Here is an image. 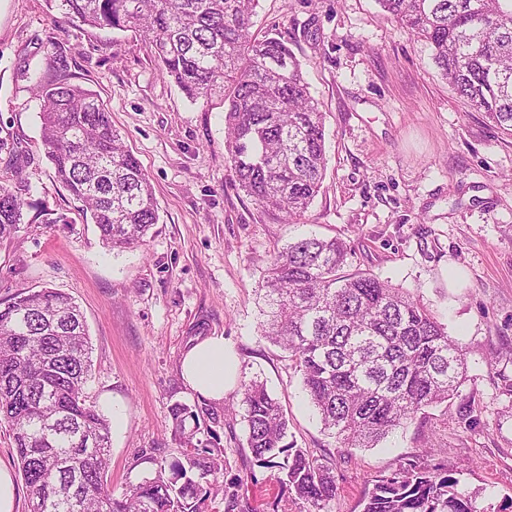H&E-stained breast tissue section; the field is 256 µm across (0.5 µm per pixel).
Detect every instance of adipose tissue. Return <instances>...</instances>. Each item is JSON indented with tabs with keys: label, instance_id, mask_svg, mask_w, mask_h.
I'll return each mask as SVG.
<instances>
[{
	"label": "adipose tissue",
	"instance_id": "ef3b65f1",
	"mask_svg": "<svg viewBox=\"0 0 512 512\" xmlns=\"http://www.w3.org/2000/svg\"><path fill=\"white\" fill-rule=\"evenodd\" d=\"M181 370L192 390L217 401L223 399L225 387L234 375L233 359L223 336L195 340L183 355Z\"/></svg>",
	"mask_w": 512,
	"mask_h": 512
}]
</instances>
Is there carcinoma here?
<instances>
[{
    "mask_svg": "<svg viewBox=\"0 0 512 512\" xmlns=\"http://www.w3.org/2000/svg\"><path fill=\"white\" fill-rule=\"evenodd\" d=\"M63 23L134 30L151 61L190 101L224 92L228 161L236 181L265 210L297 224L319 195L326 165L324 115L302 66L279 36L251 32L258 0H45ZM431 49L456 94L512 137V0H378ZM41 136L56 180L111 250L144 241L159 222L148 175L112 127L97 94L59 79L37 80ZM0 241L24 223L71 220L30 200L19 170L31 157L0 139ZM340 238L297 236L266 270L260 336L300 372L323 431L342 448H373L428 408L458 394L466 352L409 291L370 272L346 271ZM91 343L80 306L52 288L20 292L0 305V424L12 436L30 512H203L217 494L226 458L200 449L205 402L170 407L182 458L117 497L108 483L111 422L88 399ZM247 445L274 471L300 512H327L336 499L331 458L285 442L288 421L266 384L241 385ZM224 484V512H249ZM448 469L410 460L373 480L362 512H478Z\"/></svg>",
    "mask_w": 512,
    "mask_h": 512,
    "instance_id": "carcinoma-1",
    "label": "carcinoma"
}]
</instances>
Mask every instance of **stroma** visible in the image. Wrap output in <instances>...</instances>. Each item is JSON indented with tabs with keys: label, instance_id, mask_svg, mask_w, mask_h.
Returning <instances> with one entry per match:
<instances>
[{
	"label": "stroma",
	"instance_id": "obj_1",
	"mask_svg": "<svg viewBox=\"0 0 512 512\" xmlns=\"http://www.w3.org/2000/svg\"><path fill=\"white\" fill-rule=\"evenodd\" d=\"M252 32L287 41L325 114L323 188L300 224L235 183L223 96L189 101L155 71L143 36L57 32L44 0H0V138L33 156L22 175L34 200L69 218L21 225L0 242V301L47 287L79 303L92 344L87 393L121 415L111 429L115 493L180 458L170 407L201 399L181 359L191 341L220 334L236 375L216 404L218 424L198 438L223 450L225 479L248 474L254 512H297L246 446L239 391L254 377L282 404L295 447L334 454L332 512H362L373 477L414 457L453 470L478 507L512 499V395L503 389L512 379V138L457 97L425 43L377 0H259ZM60 78L102 99L148 174L160 220L143 244L106 248L55 181L32 88ZM308 231L346 241L349 271L419 296L466 350L458 397L374 448L337 452L300 373L259 332L269 262Z\"/></svg>",
	"mask_w": 512,
	"mask_h": 512
}]
</instances>
